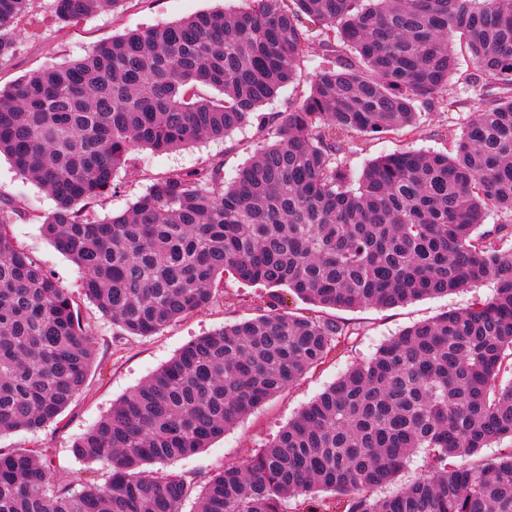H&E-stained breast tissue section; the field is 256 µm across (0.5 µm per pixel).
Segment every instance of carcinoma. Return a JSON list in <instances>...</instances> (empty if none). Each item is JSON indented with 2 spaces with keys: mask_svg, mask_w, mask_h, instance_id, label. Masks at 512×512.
<instances>
[{
  "mask_svg": "<svg viewBox=\"0 0 512 512\" xmlns=\"http://www.w3.org/2000/svg\"><path fill=\"white\" fill-rule=\"evenodd\" d=\"M30 0H0V60ZM124 0H54L64 22ZM132 31L0 92V155L55 202L42 224L119 336L150 337L208 305L224 275L284 287L264 313L189 342L73 444L110 470L59 483L46 454L0 448V512H512V0H243ZM481 103L449 153L397 151L360 174L353 137L408 134L453 106L454 44ZM322 51L308 94L223 165L171 170L131 208L84 207L140 148L224 138ZM210 87L216 97L202 93ZM0 208V434L56 421L85 387L91 326L18 244ZM498 223L485 224L490 214ZM493 287L406 327L343 373L244 463L202 487L143 466L190 456L348 345L323 309L393 308ZM499 455L483 459V448ZM425 474L396 490L410 456Z\"/></svg>",
  "mask_w": 512,
  "mask_h": 512,
  "instance_id": "carcinoma-1",
  "label": "carcinoma"
}]
</instances>
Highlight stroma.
<instances>
[{
  "mask_svg": "<svg viewBox=\"0 0 512 512\" xmlns=\"http://www.w3.org/2000/svg\"><path fill=\"white\" fill-rule=\"evenodd\" d=\"M227 6V0H125L116 11L64 22L56 16L53 0H32L29 16L12 56L0 61V88L8 89L18 79L43 67L80 57L93 45L114 36ZM319 62V48H311L301 65L297 81L282 88L272 101L260 108L258 116L252 117L224 139H205L194 146L167 153L149 149L135 151L128 165L117 171L111 190L86 207V216L101 220L126 211L156 179L172 169H192L220 161L224 164L225 179H232L237 169L265 139L261 117L287 111L289 102L309 91ZM458 68L463 78L452 82L448 90L449 96L457 101L455 107L444 112H422L418 127L410 136L382 134L355 139L345 154L347 166L358 173L371 159L395 151L443 152L450 149L469 113L479 103L464 81L465 75L473 71V64L466 54H459ZM4 198L13 200L17 205L12 226L17 241L70 289L83 316L90 322L96 359L85 389L57 422L35 432L18 430L2 434L0 448L45 450L52 469L63 483L76 482L89 468L96 470L99 480H107L108 471L102 462L92 463L74 456L73 442L106 415L115 402L129 395L191 340L219 330L224 324L255 316L269 290L261 285L228 280L207 307L158 334L147 338L115 335L111 322L82 296L81 274L77 266L59 253L42 232L41 224L55 206L53 199L35 182L20 175L6 157L0 156V200ZM491 294V288L482 287L425 298L392 309L366 307L340 311V318L356 330L346 349L226 431L208 448L186 458L152 464L153 476L161 479L177 475L196 484H204L207 477L223 467L225 462L246 461L306 403L353 363L369 358L380 343L399 330L433 319L443 311L466 307L476 299L489 298Z\"/></svg>",
  "mask_w": 512,
  "mask_h": 512,
  "instance_id": "obj_1",
  "label": "stroma"
}]
</instances>
